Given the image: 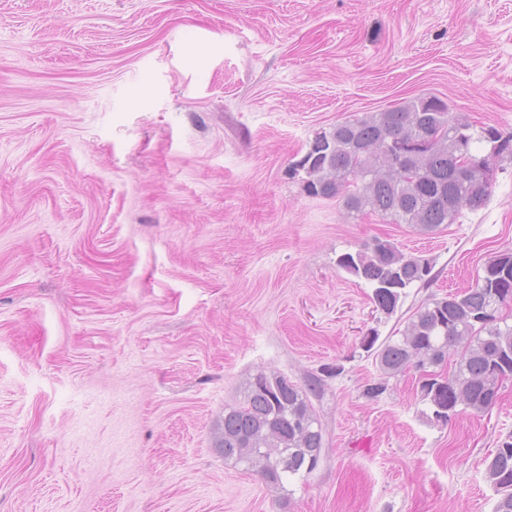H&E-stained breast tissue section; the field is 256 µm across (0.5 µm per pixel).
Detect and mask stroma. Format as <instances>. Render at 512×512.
<instances>
[{"label":"stroma","mask_w":512,"mask_h":512,"mask_svg":"<svg viewBox=\"0 0 512 512\" xmlns=\"http://www.w3.org/2000/svg\"><path fill=\"white\" fill-rule=\"evenodd\" d=\"M430 95L512 133V0H0V512H493L512 383L441 425L361 343L512 250V162L433 233L293 173ZM375 238L439 274L390 318L336 264ZM261 370L321 379L286 494L215 446Z\"/></svg>","instance_id":"35a3bbf8"}]
</instances>
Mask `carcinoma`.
Listing matches in <instances>:
<instances>
[{
    "instance_id": "cac0c4a2",
    "label": "carcinoma",
    "mask_w": 512,
    "mask_h": 512,
    "mask_svg": "<svg viewBox=\"0 0 512 512\" xmlns=\"http://www.w3.org/2000/svg\"><path fill=\"white\" fill-rule=\"evenodd\" d=\"M427 126L439 128L431 141L420 136ZM414 132L419 136L404 148L411 170L407 176L385 162L383 145L396 146ZM460 141L478 165L512 158V133L477 126L449 111L441 98L421 96L316 133L311 144L319 157L302 167L303 188L312 197L336 198L351 212L433 232L454 223L464 209L485 207L490 198L491 185L459 175L454 155ZM337 265L372 288L376 309L387 316L395 313L405 289L428 288L435 279L430 259L405 253L387 240L344 253ZM509 298L512 252H504L484 264L474 286L429 295L399 337L381 341L371 331L363 348L373 356L380 380L365 389V396L378 397L388 378L410 367L425 370L448 363V350L458 347L451 373L421 388V402L444 423L460 409L476 416L489 411L506 376L512 377V325L492 313L497 302ZM318 384L314 378L304 389L264 370L250 378L243 403L224 407L216 437L224 459L244 465L276 488L306 478L323 448L322 425L309 400ZM485 478L497 496L494 512H512V434L486 458Z\"/></svg>"
}]
</instances>
